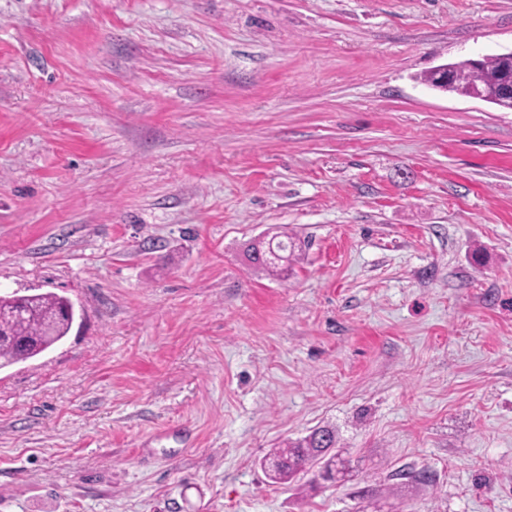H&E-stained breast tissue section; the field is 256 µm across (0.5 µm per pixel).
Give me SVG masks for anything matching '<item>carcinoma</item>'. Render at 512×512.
<instances>
[{
  "instance_id": "cac0c4a2",
  "label": "carcinoma",
  "mask_w": 512,
  "mask_h": 512,
  "mask_svg": "<svg viewBox=\"0 0 512 512\" xmlns=\"http://www.w3.org/2000/svg\"><path fill=\"white\" fill-rule=\"evenodd\" d=\"M512 66V60L497 55L487 57L477 69H462L457 84L462 89L476 87L493 96L502 71ZM266 242L257 240L247 249L252 264L272 274H280L295 261V252L283 250L278 260L264 259ZM65 297L53 293L35 294L26 301L23 316L15 317L16 306L11 296L0 295V330L11 341L0 346V368L33 359L60 342L70 331L72 323L61 317ZM336 436L328 427L313 430L307 436L289 441L273 449L264 459V469L275 483H287L310 470L320 459L330 470L346 469L340 454H328L335 447Z\"/></svg>"
}]
</instances>
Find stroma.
I'll return each instance as SVG.
<instances>
[{
  "mask_svg": "<svg viewBox=\"0 0 512 512\" xmlns=\"http://www.w3.org/2000/svg\"><path fill=\"white\" fill-rule=\"evenodd\" d=\"M511 50L512 0H0V292L76 310L0 369V512H512V112L422 81ZM324 426L343 481L267 478ZM296 247L294 245L292 252L289 253L288 249H283L281 257L277 261H267L264 259L266 249V242L257 240L252 243L247 249V255L252 264L260 267L273 275L281 274L283 271L288 270L290 264L296 260L294 258Z\"/></svg>",
  "mask_w": 512,
  "mask_h": 512,
  "instance_id": "35a3bbf8",
  "label": "stroma"
}]
</instances>
